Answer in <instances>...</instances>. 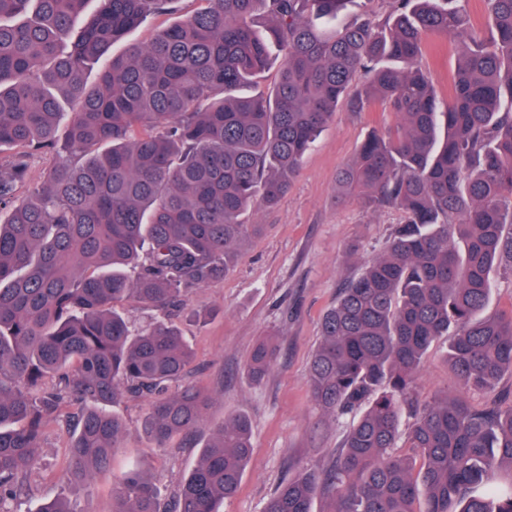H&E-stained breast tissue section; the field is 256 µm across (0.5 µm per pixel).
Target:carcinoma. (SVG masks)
Instances as JSON below:
<instances>
[{
    "instance_id": "carcinoma-1",
    "label": "carcinoma",
    "mask_w": 512,
    "mask_h": 512,
    "mask_svg": "<svg viewBox=\"0 0 512 512\" xmlns=\"http://www.w3.org/2000/svg\"><path fill=\"white\" fill-rule=\"evenodd\" d=\"M0 0V512L26 491L43 426L72 431L65 478L88 484L120 448L110 410L150 399L158 448L190 433L208 396L184 383L193 353L170 320L188 289L223 277L238 242L261 231L242 214L275 206L356 74V109L398 118L361 145L339 182L364 207H393L385 254L340 290L321 320L307 383L322 410L353 415L333 466L298 469L262 512H512V405L466 395L512 374V313L486 316L493 271H512V0H395L325 29L357 0H197L152 42L111 46L176 0ZM452 39L444 103L419 70L425 39ZM282 54L273 92L242 90ZM98 65L97 80L87 74ZM66 153L28 194L30 153ZM133 297L162 318L137 333L114 310ZM448 339L458 394L419 403L425 354ZM277 358L269 338L247 375ZM409 411L406 455L393 452ZM252 453L251 423L217 426L164 502L130 468L112 512H220ZM506 467L511 481L489 487Z\"/></svg>"
}]
</instances>
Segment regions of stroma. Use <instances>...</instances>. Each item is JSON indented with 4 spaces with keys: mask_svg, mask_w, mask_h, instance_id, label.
Returning a JSON list of instances; mask_svg holds the SVG:
<instances>
[{
    "mask_svg": "<svg viewBox=\"0 0 512 512\" xmlns=\"http://www.w3.org/2000/svg\"><path fill=\"white\" fill-rule=\"evenodd\" d=\"M196 0H177L173 12L155 15L133 30L126 42L150 43L173 22L187 18ZM457 63L451 41L426 40L420 65L429 80L447 92ZM394 115L375 104L365 109L340 102L336 114L304 156L286 196L273 208H252L244 219L263 227L261 235L243 240L224 279L192 289L183 309L172 314L191 344L193 360L187 380L210 396L195 431L156 448L142 423L149 404L124 399L114 410L126 434L111 467L90 484L62 478L68 447L65 433L49 423L39 450L41 469L30 479V494L14 505L15 512H33L47 499H67L74 512H112V491L123 473L146 462L163 495L176 492L183 476L197 463L212 426L242 414L252 422L253 453L238 494L224 512H261L264 502L295 468H330L336 459L351 416L325 414L310 399L307 373L320 341V319L340 288L380 254L400 211L369 210L346 199L339 184L341 171L353 165L370 134L386 133ZM276 337L279 353L261 384H252L246 364L257 341ZM447 341L428 350L416 380L419 401L456 394L457 381L446 360Z\"/></svg>",
    "mask_w": 512,
    "mask_h": 512,
    "instance_id": "stroma-1",
    "label": "stroma"
}]
</instances>
